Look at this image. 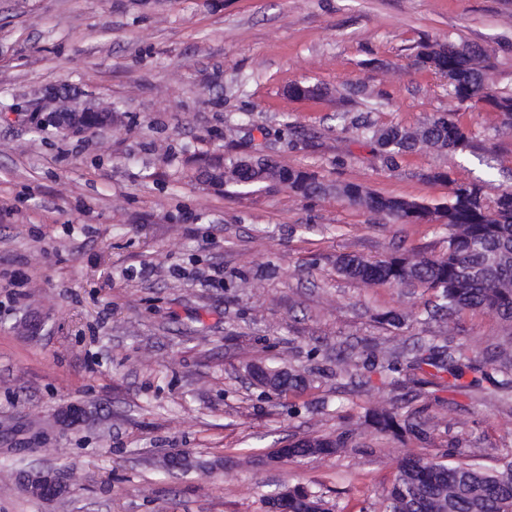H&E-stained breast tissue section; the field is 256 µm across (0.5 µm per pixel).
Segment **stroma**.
<instances>
[{
	"label": "stroma",
	"instance_id": "35a3bbf8",
	"mask_svg": "<svg viewBox=\"0 0 512 512\" xmlns=\"http://www.w3.org/2000/svg\"><path fill=\"white\" fill-rule=\"evenodd\" d=\"M478 45L512 90V0H0V512H268L302 483L334 512H382L408 454L459 450L494 467L512 447V389L448 392L417 372L386 384L378 358L433 340L483 360L512 353V323L488 311L428 319L420 285L367 287L336 258L446 247L438 224H387L333 196L195 179L213 155L271 154L330 183L446 202L437 168L512 189V130L459 108L415 67L420 43ZM332 97L297 101L294 82ZM113 109L79 136L45 125V91ZM379 127L447 115L475 152L416 151L387 164L342 113ZM398 313L400 326L386 314ZM287 363L305 388L264 396L253 363ZM420 412L428 442L399 443L367 410ZM79 407L38 450L39 422ZM353 431L330 458L270 461L305 436ZM187 452L188 475L162 458ZM66 494H25L23 468Z\"/></svg>",
	"mask_w": 512,
	"mask_h": 512
}]
</instances>
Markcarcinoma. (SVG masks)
<instances>
[{"label": "carcinoma", "instance_id": "1", "mask_svg": "<svg viewBox=\"0 0 512 512\" xmlns=\"http://www.w3.org/2000/svg\"><path fill=\"white\" fill-rule=\"evenodd\" d=\"M476 51L468 45L451 42L437 44L432 56L418 54L415 64L431 70L448 81L452 96L462 107L485 103L495 112H504L503 124L512 129V91H497L490 82V56L478 70L473 64ZM366 139L376 144L387 160L415 151L420 138L432 142L435 151L463 152L474 147V136L459 123L445 116L431 118L420 126L408 129L399 126L375 127L366 122L353 123ZM266 172L284 175L282 185L305 197L318 195L323 181L311 172L287 168L270 155L263 156ZM203 175L213 184L248 187L261 174L247 173L239 159L226 157L207 164ZM432 180L448 184L447 249L432 257H422L418 265L408 263L410 257H389L376 260L353 256V265L336 263L337 271L347 278L365 284L418 283L435 292L436 314H453L482 309L512 321V287L503 291L496 283L512 284V191L503 192L488 203L482 181L458 180L451 173L438 169ZM348 198L363 196L367 209L383 217L389 224H410V214L401 199L376 194L355 182L345 183ZM407 367L425 371L439 384L457 391L479 383L476 375L489 376L488 369L503 375L499 387L512 385V357L500 364L490 361L476 364L464 346L455 348L430 345L419 348L406 358ZM374 429L397 439L413 436L425 439L427 421L411 417L403 419L393 409L369 412ZM353 433L343 431L334 438L307 437L288 443L277 454L289 460L310 456L329 457L352 442ZM448 452L439 458L413 455L403 458L397 467L394 482L385 497L384 512H507L512 506V448L504 449L500 463L493 469H481L451 461ZM283 512H331L320 492L304 486L283 490L274 497Z\"/></svg>", "mask_w": 512, "mask_h": 512}]
</instances>
